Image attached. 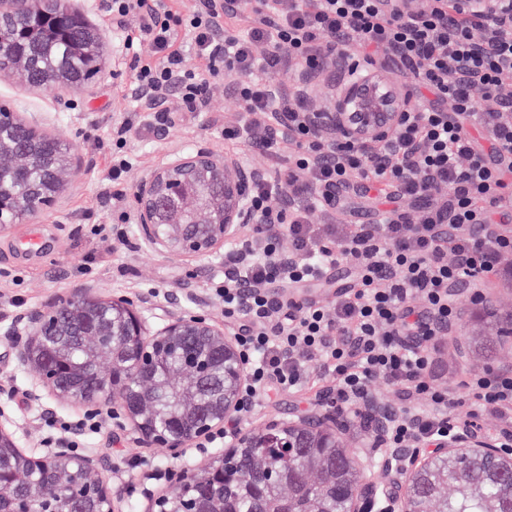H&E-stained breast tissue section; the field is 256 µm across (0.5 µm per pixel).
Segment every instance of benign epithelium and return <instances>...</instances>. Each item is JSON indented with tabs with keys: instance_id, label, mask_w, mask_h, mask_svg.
I'll use <instances>...</instances> for the list:
<instances>
[{
	"instance_id": "benign-epithelium-1",
	"label": "benign epithelium",
	"mask_w": 512,
	"mask_h": 512,
	"mask_svg": "<svg viewBox=\"0 0 512 512\" xmlns=\"http://www.w3.org/2000/svg\"><path fill=\"white\" fill-rule=\"evenodd\" d=\"M457 8L482 27L484 40L512 37V0H458ZM297 95L321 100L317 112L305 113L324 145L346 141L361 150L385 145L398 149L397 132L407 112L406 96L381 68L355 75L347 59L332 52L317 68L298 67L292 84ZM42 143L57 139L40 132L18 112L0 114V179L27 174L25 150L17 134ZM46 176L33 183L25 199L0 190V231L35 215L59 192L63 178L78 177L81 163L70 151L46 158ZM266 173L210 148L183 152L142 176L135 188V236L144 246L178 260L223 263L224 245L243 237L255 221L249 188ZM153 295L91 298L86 293L58 297L48 309L19 314L10 331L18 366L55 402L82 404L86 419L114 420L115 432L132 427L137 442L182 449L217 438L226 439L224 453L210 454L190 471L171 474L152 512H199L201 492L230 484L259 493L266 512L280 507V488L289 477L265 471L254 484L241 448H309L311 456L336 449L349 473L343 480L326 474L307 481L306 512H323L322 493L332 487L342 497L344 512H427L413 496V482L433 472L439 458L480 457L492 471L508 470L512 494V450L496 437L461 427L448 432L436 447L419 453L406 445L385 446L375 467L384 480L372 479L349 458L343 425L330 411L299 416L288 422L269 420L264 427L242 431L255 397L251 396L247 355L237 338L204 315L168 312L162 325L150 327L147 315ZM354 404L383 436L399 414L375 395ZM175 415L190 425L177 431ZM11 455L17 467L5 470L14 493L10 512H114L112 491L98 456L78 451L72 437H60L38 457L26 454L16 437L14 421L0 410V456ZM458 492L483 499V512H500L498 501L482 487L461 477Z\"/></svg>"
}]
</instances>
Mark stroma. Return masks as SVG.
<instances>
[{"label":"stroma","instance_id":"obj_1","mask_svg":"<svg viewBox=\"0 0 512 512\" xmlns=\"http://www.w3.org/2000/svg\"><path fill=\"white\" fill-rule=\"evenodd\" d=\"M106 3L69 0L101 37V72L95 82L78 89L65 83L33 87L19 73L0 72V104L34 119L40 131L66 144L83 161L79 178L67 181L51 205L0 232V409L13 418L18 437L36 454L61 436L60 422L82 421L84 410L63 402L53 415H46L30 375L17 365L15 344L7 335L15 316L50 307L58 295L88 287L101 298L153 291L160 311L167 309L168 295L177 294L182 310L233 327L214 295L224 283L221 265L179 261L139 245L134 236L135 184L174 153L200 146L235 155L249 167L268 171L273 164L268 152L258 147L225 142V123L237 121L241 114L229 77L212 81L208 103L199 112L180 111L177 94H170L165 106L171 121L166 126H158L148 113L136 112L129 60L116 43ZM130 119L140 127L127 140L131 167L118 187L109 175L112 138ZM454 304L460 314L454 330L427 344L432 359L427 380L433 388L451 393L456 401L452 414L464 419L473 410L467 380L489 371L512 372V351L483 349L469 296H455ZM307 366L309 379L299 391L262 393L247 427L259 428L271 416L285 419L319 410L334 383L317 355L308 357ZM79 449L104 458L118 512H147L166 487L165 472L191 468L203 455L195 448L183 449L176 458L163 448H136L128 437H114L108 423L84 429Z\"/></svg>","mask_w":512,"mask_h":512}]
</instances>
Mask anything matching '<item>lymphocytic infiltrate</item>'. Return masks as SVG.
Returning <instances> with one entry per match:
<instances>
[{
	"mask_svg": "<svg viewBox=\"0 0 512 512\" xmlns=\"http://www.w3.org/2000/svg\"><path fill=\"white\" fill-rule=\"evenodd\" d=\"M252 11L246 33L225 30L230 12ZM109 13L123 23L135 15L140 24L123 28L126 50L134 54V85L158 94L177 88L184 111H201L210 79L231 77L243 117L224 126L225 141L248 142L275 159V175L252 185L249 200L261 224L286 229L291 261L280 258L278 242L266 240L251 262L224 270L225 317L237 320L235 335L245 349L254 388L294 390L307 380L305 358L317 354L333 376L337 402L347 404L382 376L403 399L424 400L415 423L399 421L385 435L392 446H428L447 433L450 398L427 382L431 357L421 340L435 336L436 325L454 321L449 287L466 272L491 271L512 253V236L480 240V225L512 216V194L505 177L512 166L491 163L489 154H512V38L489 47L475 41L466 22L448 10V0H426L425 7L402 12L395 0H199L191 14L163 8L160 0H110ZM190 36L191 54L173 50L177 29ZM150 54L141 57L142 44ZM361 48L352 67L381 55L397 62L412 88H426L431 99L416 96L398 133V152L376 146L360 150L339 142L324 148L303 114L310 105L295 94H275L263 75L288 65L317 66L328 50ZM482 102H475L473 88ZM490 134L482 149L473 126ZM415 157L411 175L402 157ZM360 178L362 193L378 192L390 209L372 224L348 228L330 247L308 213H336V189ZM288 206L274 208L273 195ZM424 205L419 223L402 212V199ZM346 269L334 308L310 302L277 300L261 284L300 288L331 266ZM254 286L249 312L238 310L237 285ZM418 305H410V298ZM467 388L480 412L497 415L512 428V375L487 372Z\"/></svg>",
	"mask_w": 512,
	"mask_h": 512,
	"instance_id": "obj_1",
	"label": "lymphocytic infiltrate"
}]
</instances>
